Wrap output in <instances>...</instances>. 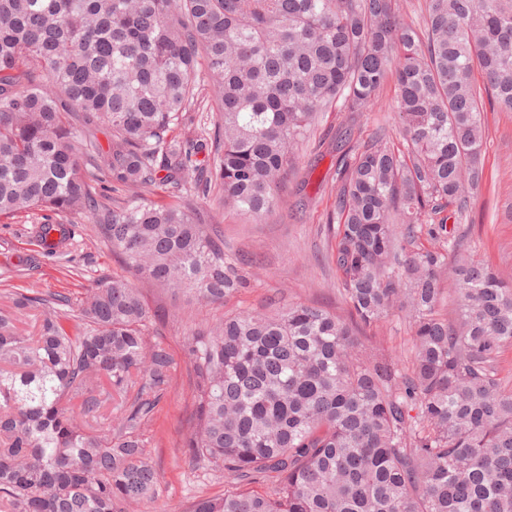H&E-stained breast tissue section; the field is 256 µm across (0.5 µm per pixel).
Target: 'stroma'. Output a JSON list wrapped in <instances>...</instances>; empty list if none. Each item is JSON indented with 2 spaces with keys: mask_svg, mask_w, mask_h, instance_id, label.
I'll return each instance as SVG.
<instances>
[{
  "mask_svg": "<svg viewBox=\"0 0 512 512\" xmlns=\"http://www.w3.org/2000/svg\"><path fill=\"white\" fill-rule=\"evenodd\" d=\"M398 94L388 80L382 95L367 110L350 114L341 106L321 113L309 142L284 186L274 210L255 220L224 209L216 195L200 200L207 223L224 233L228 253L248 260L249 285L227 297L220 306H205L183 295L143 284L142 293L155 327L175 359L170 386L143 427L146 452L155 464L158 497L142 512H184L198 497L222 495L226 481L192 464L182 452V440L193 412L190 375L183 346L207 320L277 301L315 302L330 310L341 308V275L327 259L331 240L326 215L336 200V139L351 132L367 140L386 128L395 147L405 141L394 119ZM486 142L482 151L483 180L464 214L447 208L426 217L427 227L442 222L449 235L463 238V248L495 269L512 273V112L486 110ZM74 243L63 252L47 255L32 239L26 216L0 221V305L13 297L47 299L60 294L80 299L98 276L125 275L126 270L94 230L79 220L72 224Z\"/></svg>",
  "mask_w": 512,
  "mask_h": 512,
  "instance_id": "1",
  "label": "stroma"
}]
</instances>
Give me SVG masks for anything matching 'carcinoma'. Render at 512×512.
Segmentation results:
<instances>
[{"mask_svg": "<svg viewBox=\"0 0 512 512\" xmlns=\"http://www.w3.org/2000/svg\"><path fill=\"white\" fill-rule=\"evenodd\" d=\"M391 75L406 151L382 130L348 146L326 218L347 316L297 302L188 337L183 447L231 481L186 512H512V384L499 371L512 275L473 257L448 267L459 242L443 223L428 229L442 248H410L423 217L466 211L485 104L512 112V0H427L422 35L397 0H0V220L35 216L68 246L78 216L137 280L206 306L246 287L241 265L192 201L148 205L141 192L160 180L205 198L216 184L224 206L260 219L317 114L337 101L363 111ZM211 101L213 128L178 139ZM77 121L112 131L96 169L114 191L137 188L128 199L83 173L95 146ZM36 302L0 308V512L154 502L142 427L174 359L140 288L94 280L74 335L59 294L41 302L36 335L19 333ZM393 316L411 331L404 360L367 335ZM111 399L120 414L100 426Z\"/></svg>", "mask_w": 512, "mask_h": 512, "instance_id": "obj_1", "label": "carcinoma"}]
</instances>
